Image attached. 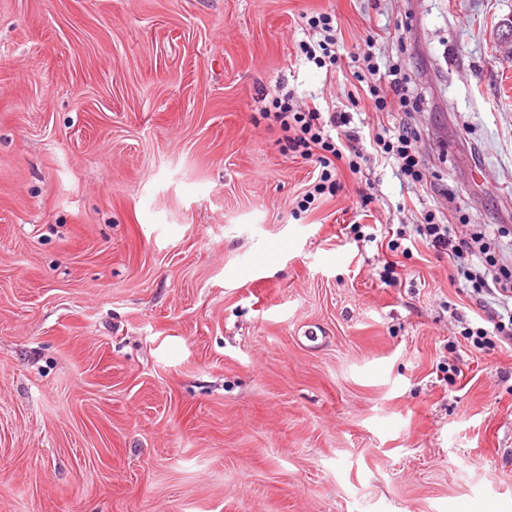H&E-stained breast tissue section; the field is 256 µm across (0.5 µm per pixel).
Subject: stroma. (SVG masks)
Here are the masks:
<instances>
[{"mask_svg": "<svg viewBox=\"0 0 512 512\" xmlns=\"http://www.w3.org/2000/svg\"><path fill=\"white\" fill-rule=\"evenodd\" d=\"M321 13L332 71L299 49ZM510 20L0 0V512H512V347L473 344L478 296L416 232L484 225L512 265ZM374 32L422 111L350 103ZM283 90L360 136L306 211L316 161L263 117ZM406 122L424 187L369 144Z\"/></svg>", "mask_w": 512, "mask_h": 512, "instance_id": "obj_1", "label": "stroma"}]
</instances>
